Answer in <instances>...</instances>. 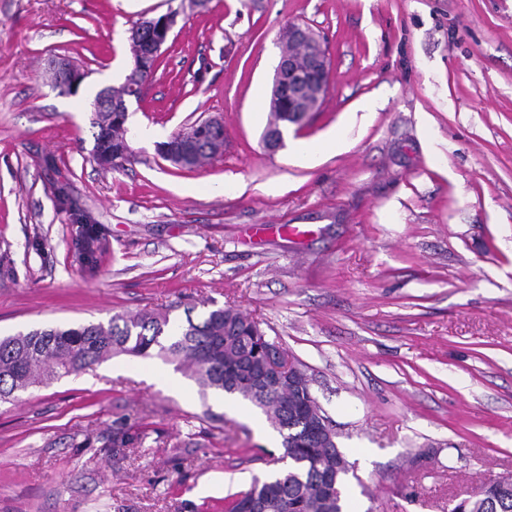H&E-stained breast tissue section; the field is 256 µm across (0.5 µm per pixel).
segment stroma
<instances>
[{
  "instance_id": "stroma-1",
  "label": "stroma",
  "mask_w": 512,
  "mask_h": 512,
  "mask_svg": "<svg viewBox=\"0 0 512 512\" xmlns=\"http://www.w3.org/2000/svg\"><path fill=\"white\" fill-rule=\"evenodd\" d=\"M172 10L126 101L132 160L101 166L89 104L129 72L133 25ZM292 23L327 42L329 88L270 153ZM211 117L223 155L163 158ZM77 212L103 229L92 271ZM212 304L306 374L364 512H451L512 473V0H0V338ZM118 420L139 441L116 452ZM282 454L251 403L117 354L0 402V512H226ZM48 66L54 74V82H52L54 88L66 93H74L78 90L84 73L74 66L67 65L63 58L51 60Z\"/></svg>"
}]
</instances>
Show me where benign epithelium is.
Masks as SVG:
<instances>
[{
	"label": "benign epithelium",
	"mask_w": 512,
	"mask_h": 512,
	"mask_svg": "<svg viewBox=\"0 0 512 512\" xmlns=\"http://www.w3.org/2000/svg\"><path fill=\"white\" fill-rule=\"evenodd\" d=\"M176 24V15L169 12L160 19L147 20L146 26L152 30V40L143 52L135 58L134 65L145 63L161 56L164 46L170 39ZM53 71L52 86L62 92L74 93L84 78V73L67 65L64 59L56 58L49 62ZM329 57L323 40L310 28L298 24L288 26V50L283 52L276 69L272 97L288 101V111L308 114L318 110L328 91ZM114 112L119 122L127 121L125 103L112 101V88L108 87L95 103L93 111L103 109ZM282 356L272 351L267 358L264 379L267 381L288 377V383L302 387L306 378L298 368L281 366Z\"/></svg>",
	"instance_id": "obj_1"
}]
</instances>
